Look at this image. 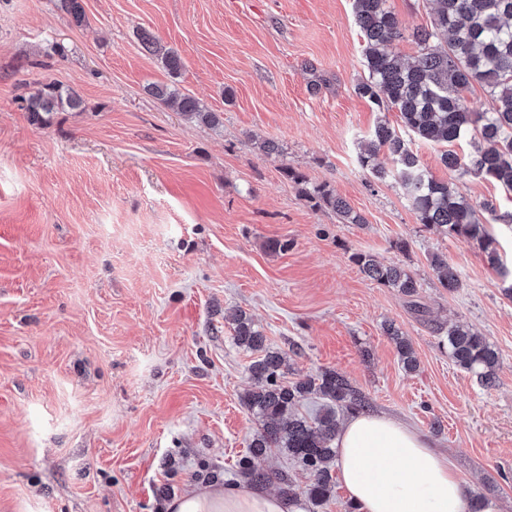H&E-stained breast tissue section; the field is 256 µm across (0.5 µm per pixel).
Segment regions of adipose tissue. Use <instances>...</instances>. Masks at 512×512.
<instances>
[{"label": "adipose tissue", "instance_id": "adipose-tissue-1", "mask_svg": "<svg viewBox=\"0 0 512 512\" xmlns=\"http://www.w3.org/2000/svg\"><path fill=\"white\" fill-rule=\"evenodd\" d=\"M336 466L356 512H468L447 455L387 414H355L336 434ZM169 512H304L302 504L243 483L192 487Z\"/></svg>", "mask_w": 512, "mask_h": 512}]
</instances>
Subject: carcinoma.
<instances>
[{"label":"carcinoma","mask_w":512,"mask_h":512,"mask_svg":"<svg viewBox=\"0 0 512 512\" xmlns=\"http://www.w3.org/2000/svg\"><path fill=\"white\" fill-rule=\"evenodd\" d=\"M58 9L80 24L85 15L80 0H57ZM430 23L413 32L421 53L406 63L393 51L392 44L402 38L397 14L388 0H353V12L365 40L364 66L367 76L358 93L377 106L399 112L407 133L415 138L446 146L440 160L457 179L465 177L495 180L512 191V0H428ZM143 46L161 54L169 74L182 68L181 58L172 50H162L150 34L140 35ZM481 90L489 106L474 112L465 92ZM147 91L185 116L216 123L212 112L203 110L193 97L177 88L152 83ZM79 96L71 89L46 84L25 99V110L32 120L45 124L59 110H76ZM469 136L474 149L461 156L450 149ZM387 154L396 167V176L420 224L434 227L461 241L476 245L492 267L500 265L496 240L488 225L512 226V212L499 211L489 202L471 203L452 181L434 178L421 168L409 143L387 122H379L362 147L359 161L378 179L386 169L378 163ZM312 199L330 208L345 224H362L364 218L349 203L322 188ZM354 262L365 278L401 295L413 298L419 284L404 267L384 264L369 254H357ZM430 265L442 287L452 293L461 287L457 270L448 259L434 253ZM235 343L261 353L249 366L255 387L241 395L245 407L259 420L258 430L249 444L248 454L238 462L239 474L254 483H275L282 494L296 496L294 484L283 470L262 471L255 460L269 448H281L309 475L307 494L317 505L326 502L334 485L333 442L338 428V413H357L365 401L344 375L324 369L295 381L284 380V360L270 350L266 338L252 319L240 309L228 315ZM383 331L394 343L405 370L417 368L414 350L394 324ZM448 356L460 368L474 374L484 384L496 375L498 353L486 337L460 323L448 324ZM319 397L327 401L313 417L298 412L300 404Z\"/></svg>","instance_id":"obj_1"}]
</instances>
